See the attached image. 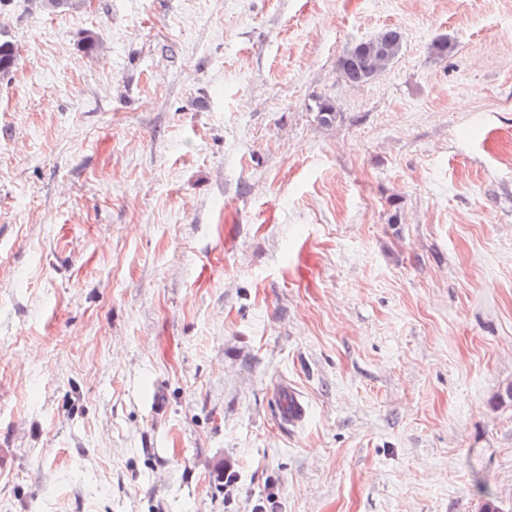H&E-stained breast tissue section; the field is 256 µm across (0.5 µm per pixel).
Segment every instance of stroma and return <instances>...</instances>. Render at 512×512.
I'll return each mask as SVG.
<instances>
[{"label": "stroma", "mask_w": 512, "mask_h": 512, "mask_svg": "<svg viewBox=\"0 0 512 512\" xmlns=\"http://www.w3.org/2000/svg\"><path fill=\"white\" fill-rule=\"evenodd\" d=\"M0 34V512H479L476 473L512 512V0H10ZM402 33L386 26L368 39L350 47L337 61L341 77L352 84H364L386 71L402 51Z\"/></svg>", "instance_id": "1"}]
</instances>
